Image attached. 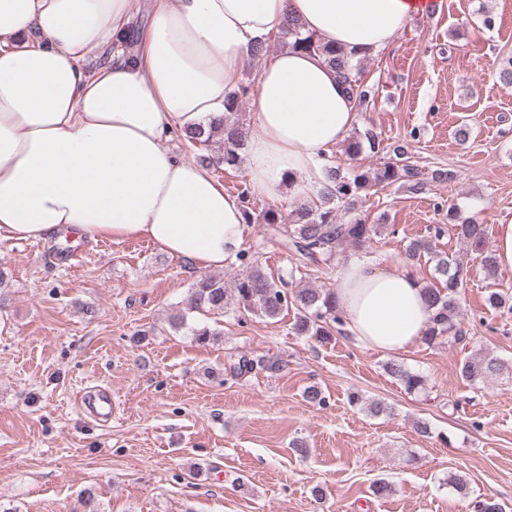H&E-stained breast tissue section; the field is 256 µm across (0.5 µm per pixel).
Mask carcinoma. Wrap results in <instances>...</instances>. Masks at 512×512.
<instances>
[{
  "mask_svg": "<svg viewBox=\"0 0 512 512\" xmlns=\"http://www.w3.org/2000/svg\"><path fill=\"white\" fill-rule=\"evenodd\" d=\"M283 48L314 53L325 58L326 63L336 70L348 93L356 98L359 105L369 103L371 89L360 82L357 65L339 47L320 42L310 33H304L292 18L285 21L280 31L269 41L258 43L253 56L267 53L269 43ZM112 49L120 51L129 59L138 52L137 30L125 29L112 41ZM250 91V85L241 83L224 101V113L211 118L206 124L185 131L183 139L192 146H200L208 151L217 146V151L200 156L203 164L215 169H236L242 162L249 131L240 123L238 112ZM369 148L373 153L386 150L383 141L371 131L360 137L348 140L346 153L356 157ZM392 152L396 162H385L375 168H352L346 171L338 167H325V182L318 198L297 206L289 215H284L276 207H269L254 214L251 207V191L245 187L240 192L245 223L258 222L263 225L265 235L292 253L295 271H321L348 245H360L377 234L380 224L368 223V218L358 213L362 197L373 187H386L401 183L420 192L425 188L422 172L411 164L403 163L407 152L396 146ZM346 205L355 216L347 223L338 219V204ZM457 237L467 243H484L488 228L475 220L463 221L454 225ZM445 234V227L436 224L429 228V235L416 240L407 247L406 255L410 262L419 260L422 255H436L435 241ZM236 259L246 266V272L233 282L232 287L224 285V278L202 275L192 285L188 310L203 317L224 313L229 309L242 314H255L269 319L278 318L284 311L293 307L297 316L292 324V333L307 336L320 343L332 340L334 333L341 331L345 323V313L331 288H297L288 290L283 276L275 275L258 265V260L241 250ZM436 281L422 286L431 316L422 337L429 345L441 344L451 337L463 339L459 323V293L463 284V269L444 257L437 259ZM487 303L494 309L512 311V296L498 289L488 291ZM387 373L399 381L410 392L425 389V378L409 370L402 362L392 360L385 366ZM509 365L486 355L472 356L461 363L460 373L470 383H486L503 372Z\"/></svg>",
  "mask_w": 512,
  "mask_h": 512,
  "instance_id": "obj_1",
  "label": "carcinoma"
}]
</instances>
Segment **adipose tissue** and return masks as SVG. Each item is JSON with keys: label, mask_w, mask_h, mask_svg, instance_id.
<instances>
[{"label": "adipose tissue", "mask_w": 512, "mask_h": 512, "mask_svg": "<svg viewBox=\"0 0 512 512\" xmlns=\"http://www.w3.org/2000/svg\"><path fill=\"white\" fill-rule=\"evenodd\" d=\"M134 0H0V241L146 239L197 269L223 267L249 226L210 167L174 135L224 111L252 48L286 18L359 58L385 51L442 0H159L136 60L94 69ZM359 105L321 56L282 50L258 73L244 159L268 198L315 200ZM345 331L387 353L418 343L430 311L417 278L360 256L336 277Z\"/></svg>", "instance_id": "adipose-tissue-1"}]
</instances>
